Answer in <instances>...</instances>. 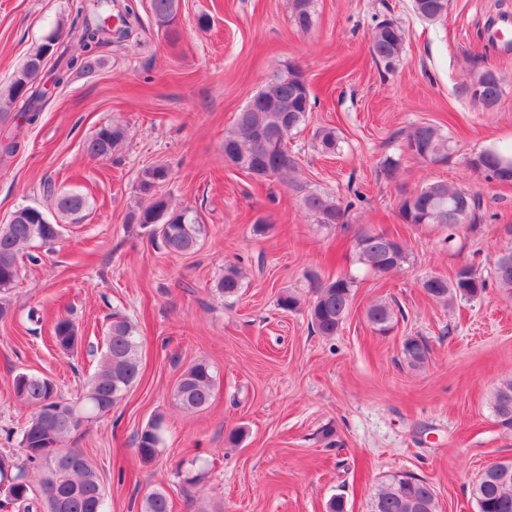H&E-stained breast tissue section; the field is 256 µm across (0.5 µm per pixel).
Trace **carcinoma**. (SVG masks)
<instances>
[{
	"label": "carcinoma",
	"mask_w": 512,
	"mask_h": 512,
	"mask_svg": "<svg viewBox=\"0 0 512 512\" xmlns=\"http://www.w3.org/2000/svg\"><path fill=\"white\" fill-rule=\"evenodd\" d=\"M108 0H84L76 8L80 21H72L68 36L76 43L75 53L57 33L44 38L14 71L5 88H0V119L13 115L30 124L36 120L47 101L44 86L64 85L75 69L92 72L102 64L99 49L118 41H127L134 29L130 18L136 16L131 4L123 6L118 26L111 28L101 14L112 13ZM449 0H412L415 15L425 21L445 16ZM294 26L306 32L315 18L314 0H289ZM180 0H150V10L157 28L176 42L179 31ZM406 41L404 29L390 21H382L372 30L369 43L372 58L388 70L396 68L402 58ZM269 93L278 101L288 103V125L281 126L277 112H240L235 129L224 137V144L235 148L241 160L238 169L272 171L271 177L293 192L301 207L312 219L327 217L334 225H344L348 208L335 196L310 188L298 177V163L288 152V138L305 126L311 112L309 89L288 78L282 71L275 77ZM125 129L106 123L86 143L87 153L94 158H108L119 150ZM319 151L332 154L338 149L340 136L336 128L324 126L315 134ZM420 148V159L436 162L448 155V137L432 124L422 123L406 135V149ZM470 165L488 181L499 182L503 172L512 177V151L495 147L475 155ZM170 170L163 164L144 168L139 176V192L146 199L130 215V223L149 227L175 254L190 255L200 245L205 229L198 215L190 208L172 205L171 199L157 194V188L169 181ZM53 199L54 222L44 224L32 216L35 208L23 206V217L0 225V319L12 313L7 294L22 275L20 260L39 261L27 252L35 242L57 240L64 224H78L87 216L89 199L81 194L57 192L46 186ZM419 196L410 203L400 200L397 219L402 224H435L453 230L463 224L475 226L485 218L481 193L454 187L444 181H432L418 189ZM358 261L378 276L390 274L407 261V250L399 238L362 229L354 239ZM496 259L492 274L497 288L512 294V262L501 268ZM355 278L339 276L317 281L314 297L307 313L314 332L334 336L343 325L351 305ZM420 287L425 294L445 308H452L457 297L476 298L488 287L470 265L459 267L452 278L438 276L435 282L422 277ZM217 291L226 298L236 296L241 272L235 265L224 268ZM367 322L380 334L394 328L396 314L391 304L377 302L366 311ZM53 338L60 350L69 354L81 345L83 336L69 317H60L53 327ZM401 353L411 367L423 365L430 354V344L419 336L401 343ZM140 360L136 327L124 316L112 315L104 336V352L98 369L87 379L82 396L76 401L65 399L55 382L34 373H19L12 382L15 398L30 409L21 430L19 453L0 452V512H105V491L89 458L79 449L66 448L70 435L83 423H92L112 411L139 379ZM214 375L204 361L192 364L181 374L172 389V399L185 412H200L211 404ZM492 408L499 422L512 428V380L501 383L492 394ZM164 418L156 416L136 434L137 453L145 463L152 462L159 451ZM477 512H512V460L497 461L477 473L470 484ZM436 490L431 481L409 472L389 476L371 503V512H437ZM141 512H172L167 494L154 490L147 494Z\"/></svg>",
	"instance_id": "cac0c4a2"
}]
</instances>
